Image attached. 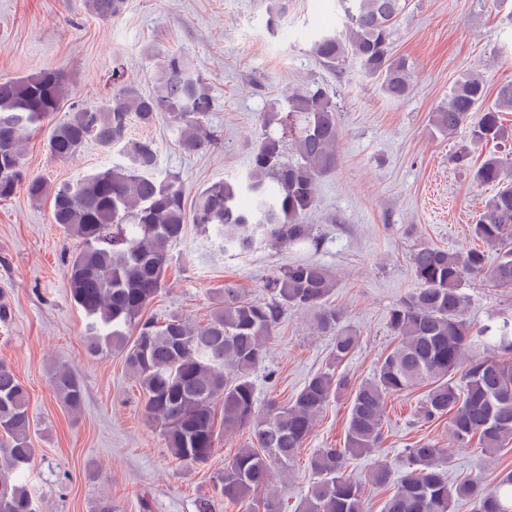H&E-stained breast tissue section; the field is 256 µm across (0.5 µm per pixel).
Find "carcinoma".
I'll return each mask as SVG.
<instances>
[{"mask_svg":"<svg viewBox=\"0 0 512 512\" xmlns=\"http://www.w3.org/2000/svg\"><path fill=\"white\" fill-rule=\"evenodd\" d=\"M408 0H338L341 30L324 31L311 42L320 64L336 68L356 59L365 75L380 81L392 100L410 89L406 61L392 53L393 28ZM101 19L120 15L125 0H87ZM115 92L105 100L72 108L57 118L66 82L62 73H37L0 80V200L23 190L33 201L53 198L52 223L79 240L69 257L66 279L73 303L85 315V347L92 357L120 356L144 397L143 410L160 426L171 456L186 465L212 457L218 432L251 429V444L239 449L218 478L228 501L242 499L285 472L311 434L315 419L333 398L352 393L342 448H321L308 461L313 482L297 512H366L362 485L346 473L348 460L377 448L383 439L385 402L419 385L428 386L418 419L447 424L448 445L477 446L490 456L512 442V361L486 355L512 352V320L470 323L469 297L462 286L481 278L512 288V155H486L473 169L477 185L495 194L484 206L472 235L486 249L449 251L420 245L410 256L417 287L387 313L397 346L380 356L373 376L349 389L336 373L359 345L329 302L335 276L324 265L297 260L276 267L264 302L245 298L232 283L215 289L209 319L192 326L173 314L159 321L145 315L165 286L171 247L192 222L222 251L248 252L271 244L300 251L320 250L323 237L306 223L315 206L317 180L336 170L339 122L336 103L322 87L269 103L245 173L215 182L188 200L181 187L158 172V149L150 138L130 136V126L152 127L168 116L180 132L182 152L196 154L216 135L207 123L214 110L210 87L192 61L177 50L167 54L144 93L124 72L112 71ZM482 77L460 80L448 101L433 113L435 129L451 134L471 125L475 143L509 138L501 112L512 111V84L498 88L485 105ZM48 126V150L66 159L89 141L118 149L124 162L75 182L51 185L27 178L23 143ZM498 251L490 261L488 250ZM306 313L331 337L328 367L312 374L292 399H271L258 408L253 372L266 359L267 344L288 308ZM474 352L463 362L464 351ZM59 401L71 412L84 403L74 368L53 372ZM409 466L397 479L384 466L370 481L395 484L382 512H451L457 499L474 502L475 512H512V470L502 471L492 489L479 480L448 482L445 449L420 439L406 449ZM35 455L30 436L29 395L13 368L0 362V512H37L25 483Z\"/></svg>","mask_w":512,"mask_h":512,"instance_id":"obj_1","label":"carcinoma"}]
</instances>
